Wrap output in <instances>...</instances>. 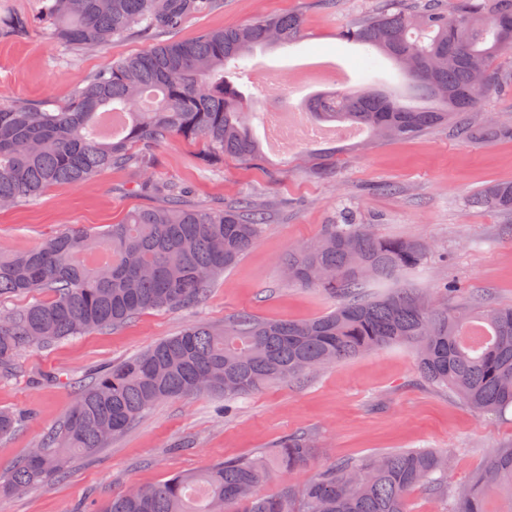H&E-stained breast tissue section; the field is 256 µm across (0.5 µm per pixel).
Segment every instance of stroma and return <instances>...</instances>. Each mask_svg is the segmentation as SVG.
<instances>
[{
	"label": "stroma",
	"mask_w": 512,
	"mask_h": 512,
	"mask_svg": "<svg viewBox=\"0 0 512 512\" xmlns=\"http://www.w3.org/2000/svg\"><path fill=\"white\" fill-rule=\"evenodd\" d=\"M388 0H224L221 11L188 20L177 36L239 27L255 17L300 14L304 36L275 51L256 50L232 77L254 117L250 132L262 158L244 164L228 158L218 171L199 167L203 143L168 141L156 154L154 179H174L187 188L193 207L224 208L249 197L267 212L254 245L212 284L198 308L138 315L120 328L20 352L14 375L0 379V409L25 410L29 420L0 438V470L9 468L42 441L72 407L86 375L146 351L195 323L223 324L242 311L262 319H311L335 300L313 288L288 283L289 252L317 239L340 213L352 211L379 236L425 243L424 265L405 283L438 305L453 284L485 296L487 304L512 305V216L470 207L469 196L492 183L512 182V139L474 142L447 129L389 142L368 130L341 139L310 122L309 140L282 146L269 135L272 109L301 112L316 87L295 83L292 73L311 60L337 62L348 73L346 91L376 84L402 94L405 75L388 60L367 70L361 46L338 33L374 15ZM131 34L86 51L70 49L34 27L21 40L0 39V99L52 110L116 58L141 51ZM333 152L327 174L313 166ZM133 170H111L86 183L51 188L39 200L0 211V246L13 253L77 227L120 221L128 209L150 208L159 196L137 191ZM222 396L201 393L158 403L121 437L94 455L75 457L66 474L20 495L0 498V512H99L112 496L146 488L175 473L201 471L231 458L269 455L291 433H308L316 448L308 466L290 474L270 469L260 490L276 493L282 482L302 486L342 460L385 452L434 449L452 459L448 483L457 486L481 470L496 449L512 445V420L479 417L455 393L425 382L415 350L386 346L297 379L265 386L235 400L223 415Z\"/></svg>",
	"instance_id": "1"
}]
</instances>
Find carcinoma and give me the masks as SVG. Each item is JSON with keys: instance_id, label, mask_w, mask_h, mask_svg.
Returning a JSON list of instances; mask_svg holds the SVG:
<instances>
[{"instance_id": "carcinoma-1", "label": "carcinoma", "mask_w": 512, "mask_h": 512, "mask_svg": "<svg viewBox=\"0 0 512 512\" xmlns=\"http://www.w3.org/2000/svg\"><path fill=\"white\" fill-rule=\"evenodd\" d=\"M40 2L36 15L0 12V37L23 39L43 24L52 39L77 50L133 33L149 46L112 61L53 111L0 103V208L109 170H152L154 150L170 139L203 141L200 164L209 170L226 157L259 160L231 66L258 48L299 41L300 15L259 16L242 27L177 39L172 34L184 22L223 9L224 0ZM415 2L355 22L338 36L391 59L431 105L411 106L371 89L322 94L311 101L312 114L363 126L380 140L439 126L477 142L512 139V122L475 116L486 94L512 91V74L497 66L512 56V0ZM144 186L163 204L133 209L100 230L60 232L27 252L0 253V299L48 294L0 311V377L25 348L111 331L146 311L204 305L213 279L255 243L266 223L264 210L249 199L195 209L184 205V189L175 182L148 179ZM470 203L512 213V184L488 185ZM426 253L419 241L380 237L363 224L326 225L285 264L290 281L333 296V309L304 321L242 312L222 326L193 324L85 379L42 444L0 473V497L61 477L73 457L105 447L163 400L203 392L234 400L393 344H414L422 378L456 392L476 414L512 409V305L477 307L458 288L447 289L459 296L454 307L430 304L399 282L422 266ZM373 279L390 290L367 293ZM23 420L0 410V437ZM311 453L312 441L302 434L277 445L290 470L306 465ZM448 465V455L438 451H394L338 461L300 489L284 483L263 495L266 459L224 460L113 496L99 512H224L228 504L239 505L238 512H409L417 489L445 500L446 512H512V446L460 487H448Z\"/></svg>"}]
</instances>
